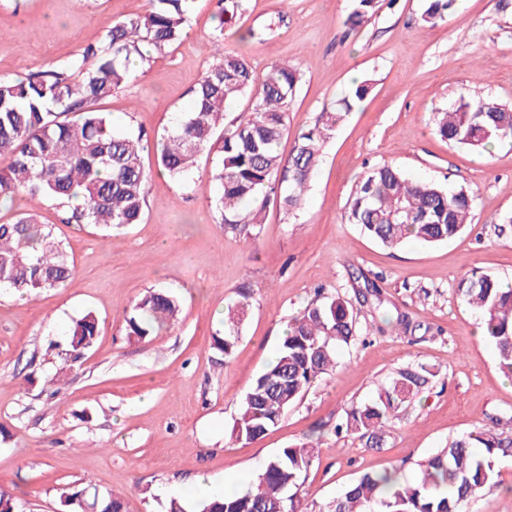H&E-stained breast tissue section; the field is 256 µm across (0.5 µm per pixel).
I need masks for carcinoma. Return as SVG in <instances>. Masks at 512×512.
<instances>
[{
    "label": "carcinoma",
    "mask_w": 512,
    "mask_h": 512,
    "mask_svg": "<svg viewBox=\"0 0 512 512\" xmlns=\"http://www.w3.org/2000/svg\"><path fill=\"white\" fill-rule=\"evenodd\" d=\"M194 0H149V9L116 23L95 44L59 70L27 79L0 78V198L23 196L33 204L49 199L61 208L67 224H101L120 229L138 224L143 215L148 174L137 136L115 131L99 105L124 86L135 60L148 63L180 41ZM458 0H430L424 21L436 24L457 9ZM240 0H224L214 37L240 11ZM300 82L298 70L271 66L257 77L249 61L236 53L207 69L190 91L186 115L163 139L157 155L158 173L176 180L190 177L196 159L218 147L220 158L211 201L221 223L261 230L263 190L285 186L286 211L299 208L316 172L323 145L368 93L355 81L320 120L303 134L288 158L278 151L288 132V107ZM248 94L246 114L225 121L226 103ZM485 100L461 103L437 113L439 135L450 143L476 150L512 141V107L482 111ZM81 189L83 203L69 201ZM473 198L465 188L449 191L433 181H413L397 168L371 169L355 186L345 214L367 236L390 248L408 239L435 244L456 237L465 228ZM73 273L52 229L35 214H17L0 224V288L21 297L63 286ZM479 312L486 338L493 344L500 369L512 375V286L487 275H474L458 289ZM252 306L242 289L224 312V337L216 339L228 356L239 339L240 326ZM180 306L164 291H151L126 316L128 335L144 339L175 320ZM358 312L340 297L312 303L293 316L276 359L245 392L231 437L250 442L276 426L286 411L318 377L336 367V351L357 334ZM96 316L87 312L73 321L64 352L80 361L97 334ZM433 371L407 366L382 386L375 399L347 413L337 432L360 434L380 441L389 415L401 408L428 382ZM512 457V428L492 427L451 438L419 464L420 476L407 482L397 474H363L336 498L315 506L305 501L301 479L313 466L315 448L290 446L267 459L244 491L214 496L195 507L173 498L166 512H462L495 481V463ZM123 499L94 485L74 484L61 492L59 512H125Z\"/></svg>",
    "instance_id": "cac0c4a2"
}]
</instances>
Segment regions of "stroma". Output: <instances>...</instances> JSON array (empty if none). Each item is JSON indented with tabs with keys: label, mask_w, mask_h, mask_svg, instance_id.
<instances>
[{
	"label": "stroma",
	"mask_w": 512,
	"mask_h": 512,
	"mask_svg": "<svg viewBox=\"0 0 512 512\" xmlns=\"http://www.w3.org/2000/svg\"><path fill=\"white\" fill-rule=\"evenodd\" d=\"M148 0H0V77L58 69L112 26L146 12ZM356 0H242L223 39L212 37L220 0H195L187 35L102 103L116 128L145 133L148 183L140 223L105 233L65 224L42 201L40 223L61 241L72 277L20 299L0 289V487L24 512H57L65 485L91 483L121 495L127 512H165L170 499L198 502L245 488L282 448L316 450L302 490L316 504L364 473L412 479L450 438L512 425V377L478 336L481 316L458 288L472 274L512 283V144L479 153L439 136L433 115L469 98L512 106V0H458L443 21L424 22L427 0H377L357 28ZM256 72L297 67L301 82L279 151L353 81L369 83L324 147L303 205H264L253 239L225 228L208 196L214 163L201 154L189 180L158 174L155 145L185 115L189 92L227 52ZM389 164L413 179L475 195L470 222L450 241L384 247L344 217L356 182ZM249 284L255 301L231 357L214 346L224 308ZM358 309V334L277 426L244 443L231 438L240 400L278 352L288 321L314 290ZM165 289L182 314L145 340L124 316L148 290ZM99 321L83 361L66 366L62 341L85 312ZM424 364L431 381L391 417L378 445L337 434L400 368ZM466 512H512V458Z\"/></svg>",
	"instance_id": "1"
}]
</instances>
